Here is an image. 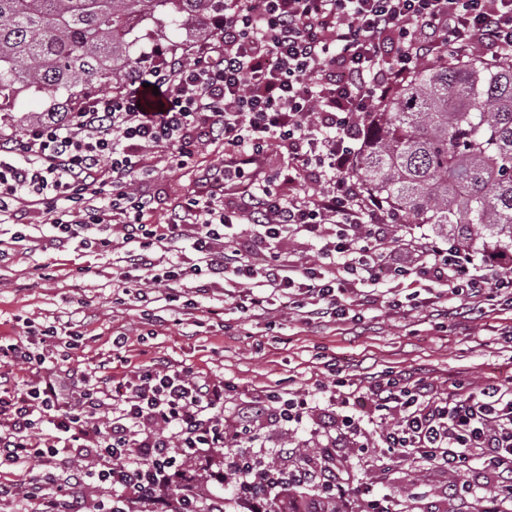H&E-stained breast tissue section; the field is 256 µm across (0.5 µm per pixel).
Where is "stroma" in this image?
I'll return each instance as SVG.
<instances>
[{"instance_id": "stroma-1", "label": "stroma", "mask_w": 512, "mask_h": 512, "mask_svg": "<svg viewBox=\"0 0 512 512\" xmlns=\"http://www.w3.org/2000/svg\"><path fill=\"white\" fill-rule=\"evenodd\" d=\"M224 147L207 146L186 167L172 170L157 161L154 179L145 186L154 195L156 209L151 224L167 223L171 212L202 191L204 172L219 167ZM14 225L0 223V333L22 337L27 323L51 324L62 316L86 323V334L69 352L67 365L73 376L100 360H110L115 373L136 369L156 357L192 368L210 381L232 387L224 401L227 413L250 409L265 389L287 388L311 393L313 408L302 423L286 427L269 415L260 416L242 452H262L278 469H291L293 458L279 455L278 447H316V432L324 426L327 394L316 392L317 383L332 384L334 371L347 382L365 386L386 374H412L438 388L459 383L481 385L486 378L512 375V309L489 311L467 320L457 314L460 300L449 297L448 317L432 308L405 302L393 309L384 298L403 293L392 281L377 286L375 303L359 307L351 322L306 323L300 312L286 308L283 299L270 301L255 316L240 312L235 299L223 289H212L198 298L195 308H184L178 291L154 288L150 305L136 298L137 282L114 287L113 255L83 248L79 243L58 247L49 218L33 215L28 241L12 240ZM223 306L214 318H203L211 306ZM165 313L167 328L148 323L145 312ZM201 320L196 335L184 326ZM123 327L129 337L126 351H113L109 336ZM347 414L359 418L366 452H358L343 426H336V456L348 472L345 512H359L362 486H371L377 497L394 499L396 512H487L492 502L488 491L460 500L450 491L447 472L408 455L381 452L383 426L369 421L364 407L348 406Z\"/></svg>"}]
</instances>
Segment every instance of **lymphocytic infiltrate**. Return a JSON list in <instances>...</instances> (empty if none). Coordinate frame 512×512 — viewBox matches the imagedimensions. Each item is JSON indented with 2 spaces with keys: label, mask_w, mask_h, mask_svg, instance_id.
Wrapping results in <instances>:
<instances>
[{
  "label": "lymphocytic infiltrate",
  "mask_w": 512,
  "mask_h": 512,
  "mask_svg": "<svg viewBox=\"0 0 512 512\" xmlns=\"http://www.w3.org/2000/svg\"><path fill=\"white\" fill-rule=\"evenodd\" d=\"M448 45L464 56L512 58V0H224V21L206 42L135 67L126 82L79 99L61 122L0 130V223L38 211L51 216L60 246L126 245L119 288L135 272L199 296L219 283L234 289L255 280L309 322L350 320L369 299L365 287L386 276L426 289L436 303L462 297L470 315L512 303V256L477 264L420 236L401 242L406 260L393 258L390 215L354 175L362 119ZM146 83L162 93L161 111L144 108ZM216 142L224 145L221 178L168 223H146L155 201L133 185L155 172L149 151L180 169ZM275 142L288 150L277 169L267 158ZM241 224L256 232L238 241ZM189 226L196 257L188 264L181 242ZM289 235L316 241L315 258L281 259L274 246ZM159 251L166 262L157 261ZM62 332L81 336L67 322L22 341L0 337V469L14 471L0 480V498L36 502L37 512H86L72 489L95 484L116 492L98 512H139L168 504L174 481L195 483L178 455L220 447L253 512L301 486L316 501L342 497L331 456L282 475L225 449L223 383L168 360L121 377L104 360L66 393L61 365L47 366L38 351ZM19 364L36 380H14L8 368ZM367 395L375 410L393 415L382 434L388 451L452 475L479 470L494 498L512 502L511 381L448 392L387 376ZM255 406L287 424L310 410L290 390L265 391ZM87 457L97 468H74Z\"/></svg>",
  "instance_id": "lymphocytic-infiltrate-1"
}]
</instances>
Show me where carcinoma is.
<instances>
[{
	"label": "carcinoma",
	"mask_w": 512,
	"mask_h": 512,
	"mask_svg": "<svg viewBox=\"0 0 512 512\" xmlns=\"http://www.w3.org/2000/svg\"><path fill=\"white\" fill-rule=\"evenodd\" d=\"M222 16L224 0H0V122L26 95L64 112L123 83L146 23L160 36ZM366 126L356 175L398 223L430 224L462 250L512 253V58L462 59L447 47ZM194 494V512H224L203 486Z\"/></svg>",
	"instance_id": "carcinoma-1"
}]
</instances>
